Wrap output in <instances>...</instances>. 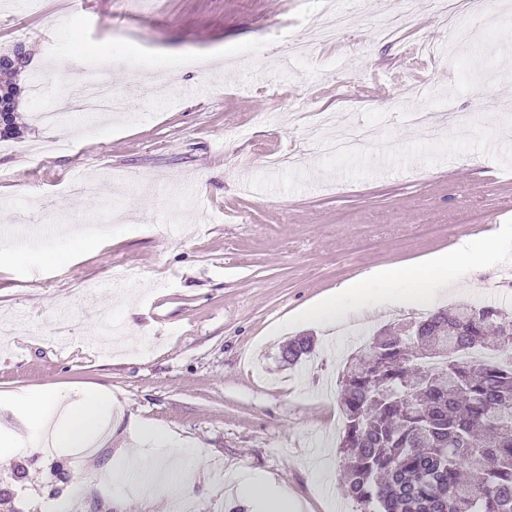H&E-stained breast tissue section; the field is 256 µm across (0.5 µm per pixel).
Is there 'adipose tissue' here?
Here are the masks:
<instances>
[{
    "label": "adipose tissue",
    "instance_id": "adipose-tissue-1",
    "mask_svg": "<svg viewBox=\"0 0 512 512\" xmlns=\"http://www.w3.org/2000/svg\"><path fill=\"white\" fill-rule=\"evenodd\" d=\"M498 244L492 233L465 237L448 251L418 264L371 269L302 311L299 318L308 323L335 324L388 305L433 303L456 284L462 272L476 276L485 272L498 254ZM16 401L27 416L28 433L20 441L24 448L40 446L45 439L56 448L85 447L111 421L114 407L111 392L98 386L83 389L74 402L28 391L17 395ZM233 482L238 496L253 504L255 512H299L301 508L285 487L269 478L242 470L234 475Z\"/></svg>",
    "mask_w": 512,
    "mask_h": 512
}]
</instances>
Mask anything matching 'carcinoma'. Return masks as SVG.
<instances>
[{
    "instance_id": "1",
    "label": "carcinoma",
    "mask_w": 512,
    "mask_h": 512,
    "mask_svg": "<svg viewBox=\"0 0 512 512\" xmlns=\"http://www.w3.org/2000/svg\"><path fill=\"white\" fill-rule=\"evenodd\" d=\"M386 327L341 370L345 494L371 512H512V317L492 306L429 312ZM447 339L445 366L421 370L414 344ZM315 352L299 336L288 364Z\"/></svg>"
}]
</instances>
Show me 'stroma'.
I'll list each match as a JSON object with an SVG mask.
<instances>
[{"label":"stroma","mask_w":512,"mask_h":512,"mask_svg":"<svg viewBox=\"0 0 512 512\" xmlns=\"http://www.w3.org/2000/svg\"><path fill=\"white\" fill-rule=\"evenodd\" d=\"M343 40L285 65L290 44L323 0H0V48L25 44L41 97L25 95L19 137L0 148V439L24 416L13 393L111 389L121 412L97 449L73 467L72 449L0 456V512H44L71 498L79 469L99 475L86 512H250L219 474L247 469L287 487L301 512H361L347 498L339 453L337 375L358 337L412 307L352 318L343 328L296 325L270 332L329 290L373 268L446 250L471 224L501 235L499 265L462 278L436 308L491 304L512 258V0H471L455 45L431 0H336ZM412 23L382 37L388 14ZM264 52L249 55V48ZM221 55L220 64L200 59ZM101 78L127 102L122 116L74 114L41 125L62 79ZM435 116L445 101L471 122L464 138L411 126L402 102ZM369 123L395 151L383 157L310 151L315 131L289 127L292 107ZM97 198L74 201L77 178ZM62 260L44 259L46 249ZM23 250L28 260L15 267ZM311 334L312 359H281L286 338ZM199 450L184 485L155 501L114 482L119 466L149 476L165 462L136 422ZM329 465L316 486V457Z\"/></svg>","instance_id":"35a3bbf8"}]
</instances>
